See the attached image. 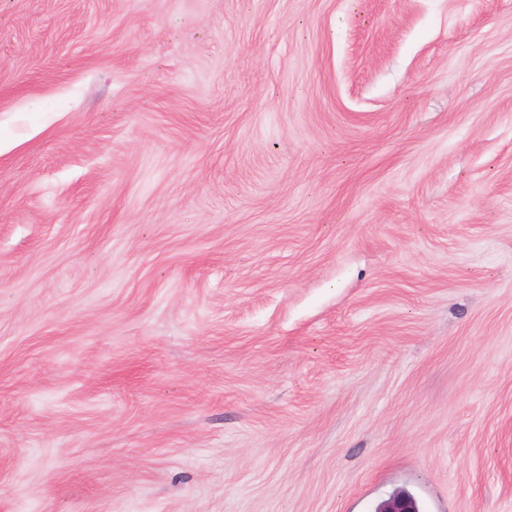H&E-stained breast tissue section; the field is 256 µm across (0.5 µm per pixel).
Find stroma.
<instances>
[{
    "mask_svg": "<svg viewBox=\"0 0 512 512\" xmlns=\"http://www.w3.org/2000/svg\"><path fill=\"white\" fill-rule=\"evenodd\" d=\"M512 512V0H0V512Z\"/></svg>",
    "mask_w": 512,
    "mask_h": 512,
    "instance_id": "35a3bbf8",
    "label": "stroma"
}]
</instances>
